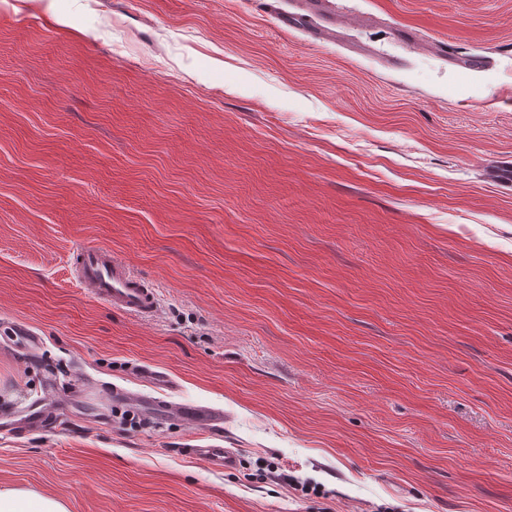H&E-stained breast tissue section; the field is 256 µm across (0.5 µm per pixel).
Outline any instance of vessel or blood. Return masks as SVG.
Segmentation results:
<instances>
[{
  "label": "vessel or blood",
  "mask_w": 512,
  "mask_h": 512,
  "mask_svg": "<svg viewBox=\"0 0 512 512\" xmlns=\"http://www.w3.org/2000/svg\"><path fill=\"white\" fill-rule=\"evenodd\" d=\"M300 2L301 11L279 14L281 26L295 28L303 24L307 16L314 15L319 22L312 27V35L321 39L335 37L338 21L328 9L329 0ZM74 271L86 293L99 302L141 319L152 318L158 311L154 286L135 274L124 259L109 249L93 245L80 247L74 257ZM148 378L151 392H133L117 387L112 391L113 399L184 421L197 435L206 439L205 444L188 445L187 455L204 461L219 473L232 469L236 463L234 452L216 442L224 427L223 409L172 402L154 396V389L171 387L172 382L159 372L149 373Z\"/></svg>",
  "instance_id": "1"
}]
</instances>
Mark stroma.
I'll return each mask as SVG.
<instances>
[{
  "label": "stroma",
  "mask_w": 512,
  "mask_h": 512,
  "mask_svg": "<svg viewBox=\"0 0 512 512\" xmlns=\"http://www.w3.org/2000/svg\"><path fill=\"white\" fill-rule=\"evenodd\" d=\"M0 0V490L68 512H512V0ZM483 54L462 70L452 57ZM153 281L141 320L71 256ZM41 345L19 351V327ZM161 371L237 458L107 386ZM302 4V12H282L278 16V20L282 27L296 28L305 22L309 15H316L321 19L322 23L314 25L309 31L317 38H334L336 37V26L339 20L336 15L328 10V0H300ZM74 271L86 293L99 302L141 319L152 318L158 311L154 286L109 249L80 247L74 257ZM184 448L187 455L207 463L214 471L224 473L232 469L236 463V455L230 448L220 444L193 445Z\"/></svg>",
  "instance_id": "35a3bbf8"
}]
</instances>
